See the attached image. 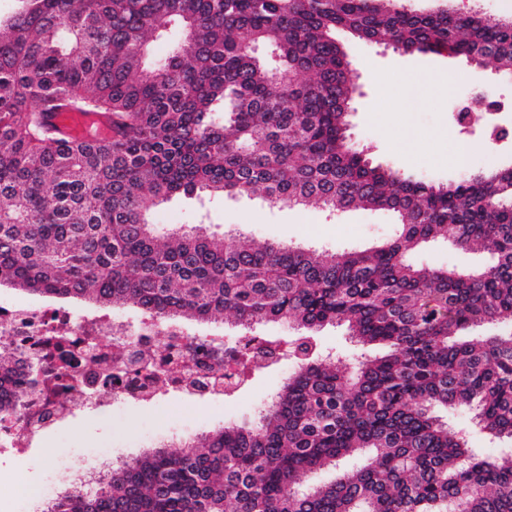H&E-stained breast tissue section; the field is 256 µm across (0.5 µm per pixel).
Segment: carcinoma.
<instances>
[{
  "mask_svg": "<svg viewBox=\"0 0 512 512\" xmlns=\"http://www.w3.org/2000/svg\"><path fill=\"white\" fill-rule=\"evenodd\" d=\"M0 15V285L161 320L231 319L211 357L235 366L296 331L298 364L251 425L178 450L149 448L45 512H512V168L446 183L373 162L348 134L359 75L337 35L406 54L446 52L512 75V23L403 0H19ZM169 43L153 58L152 44ZM58 110L97 112L112 140L63 138ZM260 193L329 214L392 213L396 237L362 251L258 243L201 225L160 229L171 197ZM437 240L489 255L458 272L410 263ZM344 325L351 367L313 339ZM65 392L80 390L60 356ZM0 357V420L37 384ZM466 406L501 448L469 447L436 407ZM362 453L327 483L303 478Z\"/></svg>",
  "mask_w": 512,
  "mask_h": 512,
  "instance_id": "1",
  "label": "carcinoma"
}]
</instances>
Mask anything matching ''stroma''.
Segmentation results:
<instances>
[{
    "mask_svg": "<svg viewBox=\"0 0 512 512\" xmlns=\"http://www.w3.org/2000/svg\"><path fill=\"white\" fill-rule=\"evenodd\" d=\"M348 54L355 64L361 94L349 115V133L371 160L435 181L457 180L483 169L487 151L480 127L458 126L444 94L443 77L452 75L476 93L512 97V77L493 67H477L447 54L403 55L384 44L351 41ZM415 76L421 92H403L407 76ZM411 149H402V141ZM471 145L470 163L452 159L458 144ZM153 221L171 224L206 222L212 230L234 226L259 242L319 243L332 250L368 249L397 231L392 214L352 209L328 215L317 207L273 205L258 195L227 196L208 204L182 195L161 204ZM411 262L434 268L467 270L486 264L477 250H461L446 242L429 243L409 256ZM289 373L276 365L248 378L232 396L183 405L165 395L149 404H126L109 410L86 409L42 431L20 449L0 452V512H35L21 490L49 488L58 497L70 488L76 449L108 448L126 460L158 443L207 434L233 423L249 425L258 418L266 396L276 393Z\"/></svg>",
    "mask_w": 512,
    "mask_h": 512,
    "instance_id": "1",
    "label": "stroma"
}]
</instances>
